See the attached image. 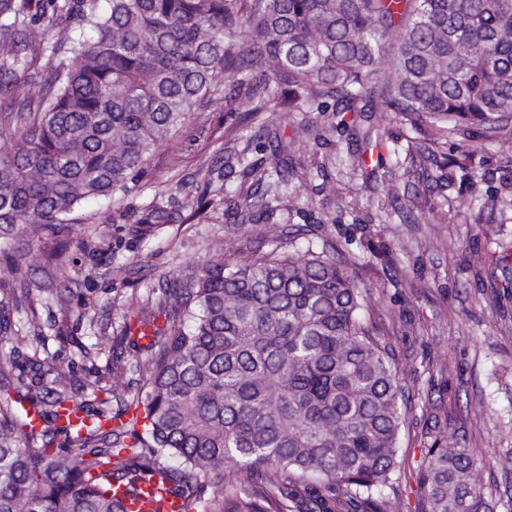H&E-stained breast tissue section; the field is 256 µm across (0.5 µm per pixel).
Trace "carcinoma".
Returning a JSON list of instances; mask_svg holds the SVG:
<instances>
[{
  "label": "carcinoma",
  "mask_w": 512,
  "mask_h": 512,
  "mask_svg": "<svg viewBox=\"0 0 512 512\" xmlns=\"http://www.w3.org/2000/svg\"><path fill=\"white\" fill-rule=\"evenodd\" d=\"M0 0V77L27 70L20 47L48 44L51 77L0 114V238L68 228L88 200L125 193L151 157L231 86L254 118L332 98L357 136V167L382 139L374 99L424 123L428 160L448 136L512 137V0ZM399 28H394V18ZM236 213L277 228L271 248L212 257L160 286L174 316L121 342L146 368L79 343L77 387L49 364L41 326L16 338L14 395L0 400V512H128L158 474L184 512H406L398 441L402 376L365 320L356 261L273 222L294 176L246 162ZM16 290L30 281L11 258ZM512 286V246L491 255ZM120 386L135 387L132 400ZM117 402L118 409L112 408ZM430 512H491L465 440L421 449ZM254 480L215 503L224 473ZM124 489V494L117 489Z\"/></svg>",
  "instance_id": "carcinoma-1"
}]
</instances>
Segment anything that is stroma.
Returning a JSON list of instances; mask_svg holds the SVG:
<instances>
[{
    "label": "stroma",
    "mask_w": 512,
    "mask_h": 512,
    "mask_svg": "<svg viewBox=\"0 0 512 512\" xmlns=\"http://www.w3.org/2000/svg\"><path fill=\"white\" fill-rule=\"evenodd\" d=\"M376 118L383 144L369 180L354 171L355 136L341 113L285 111L266 137L241 99L221 100L195 114L126 193L76 207L62 232L22 235L15 250L40 304L47 351L68 380H78V342L93 336L103 350L116 346L124 324L153 316L148 294L159 281L226 253L228 244L259 245L266 224L240 223L229 205L242 177L225 170L224 149L245 147L254 157L283 144L296 174L287 187L291 207L278 213L281 225L313 230L355 258L370 290L369 319L407 367L399 449L408 460L399 485L407 512L428 510L417 461L435 433L465 439L502 503L512 499V470L498 463L512 448V295L480 259L512 243V210L493 202L512 192V139L449 138L424 178L407 155L423 131L387 112ZM305 121L321 140L300 131ZM464 149L476 177L456 165ZM160 183L170 188L165 222L136 234ZM394 186L405 190L400 206L382 208ZM60 294L89 302L86 318L53 306Z\"/></svg>",
    "instance_id": "35a3bbf8"
}]
</instances>
